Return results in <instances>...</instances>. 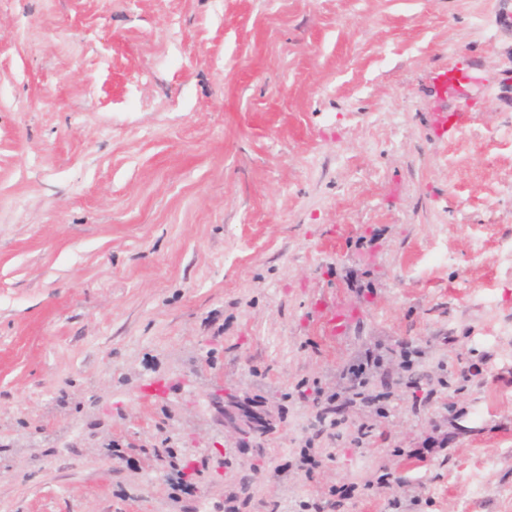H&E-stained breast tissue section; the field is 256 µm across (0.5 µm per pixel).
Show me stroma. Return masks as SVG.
<instances>
[{"label": "stroma", "instance_id": "1", "mask_svg": "<svg viewBox=\"0 0 512 512\" xmlns=\"http://www.w3.org/2000/svg\"><path fill=\"white\" fill-rule=\"evenodd\" d=\"M378 339L458 419L393 369L372 449L318 436L297 383ZM383 464L405 512H512V0H0V512H290ZM462 114L460 112L452 115L438 112L435 116L434 128L440 139L447 140L454 138L462 131Z\"/></svg>", "mask_w": 512, "mask_h": 512}]
</instances>
